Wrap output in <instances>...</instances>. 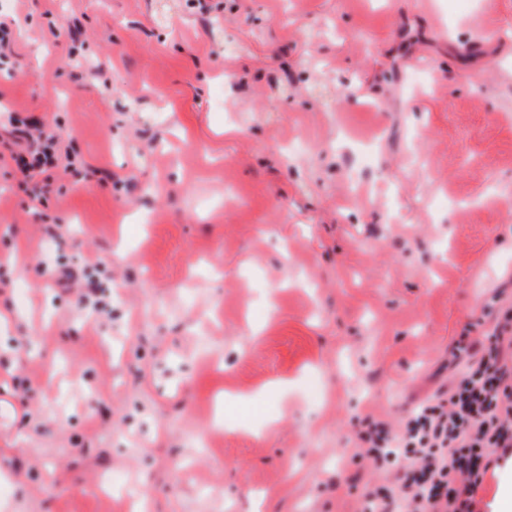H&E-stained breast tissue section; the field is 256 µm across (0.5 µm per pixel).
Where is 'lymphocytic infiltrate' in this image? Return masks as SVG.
Returning <instances> with one entry per match:
<instances>
[{
    "instance_id": "f902f5d3",
    "label": "lymphocytic infiltrate",
    "mask_w": 512,
    "mask_h": 512,
    "mask_svg": "<svg viewBox=\"0 0 512 512\" xmlns=\"http://www.w3.org/2000/svg\"><path fill=\"white\" fill-rule=\"evenodd\" d=\"M23 147L13 159L23 178L50 186L59 165L54 132L30 118H12ZM502 337H485L482 355L448 392L418 405L404 427L368 421L357 447L372 461L401 458L395 492L369 501V512H479L476 493L487 472L512 458V364L501 357Z\"/></svg>"
}]
</instances>
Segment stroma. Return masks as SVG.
Listing matches in <instances>:
<instances>
[{"label": "stroma", "mask_w": 512, "mask_h": 512, "mask_svg": "<svg viewBox=\"0 0 512 512\" xmlns=\"http://www.w3.org/2000/svg\"><path fill=\"white\" fill-rule=\"evenodd\" d=\"M0 512H361L512 308V0H0ZM84 44L68 56V28ZM69 246L46 251L43 227ZM105 290H59L74 254ZM10 123L14 127L15 139L25 151L11 156L23 178L33 180L36 177H41L42 188H46L54 181V176L59 169H62L65 174L83 175L84 179H91L98 174L110 176L108 172L97 169H86L82 173L73 168L72 162L60 166L55 154L56 134L48 131L40 122L31 118L20 119L15 116L11 118Z\"/></svg>", "instance_id": "1"}]
</instances>
